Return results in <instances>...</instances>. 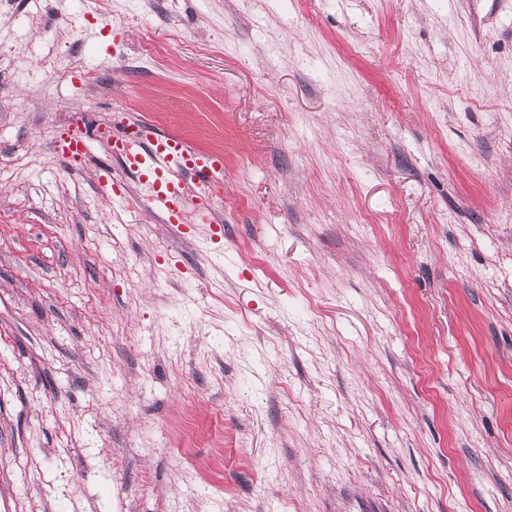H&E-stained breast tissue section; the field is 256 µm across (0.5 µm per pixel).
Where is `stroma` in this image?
<instances>
[{
	"instance_id": "1",
	"label": "stroma",
	"mask_w": 512,
	"mask_h": 512,
	"mask_svg": "<svg viewBox=\"0 0 512 512\" xmlns=\"http://www.w3.org/2000/svg\"><path fill=\"white\" fill-rule=\"evenodd\" d=\"M0 512H512V0H0ZM114 150L125 165L138 176L146 189L150 206L171 223L181 220L180 204L185 205V184L194 180L197 215L202 223L214 204L222 199L214 191L224 176L222 153L200 152L191 149L181 138L162 135L149 127L130 138H115ZM89 139L78 131L62 137L54 144V152L63 159L77 160L88 154Z\"/></svg>"
}]
</instances>
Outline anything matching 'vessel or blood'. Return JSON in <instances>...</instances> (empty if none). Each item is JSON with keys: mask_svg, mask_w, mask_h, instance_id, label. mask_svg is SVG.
<instances>
[{"mask_svg": "<svg viewBox=\"0 0 512 512\" xmlns=\"http://www.w3.org/2000/svg\"><path fill=\"white\" fill-rule=\"evenodd\" d=\"M114 150L137 175L150 206L165 219L180 222L185 184L190 181L196 189L197 215L207 220L219 199L214 188L224 176L223 154L193 150L181 138L148 127L133 137L117 139ZM54 151L61 158L76 160L87 155L89 140L75 131L56 141Z\"/></svg>", "mask_w": 512, "mask_h": 512, "instance_id": "b4317fda", "label": "vessel or blood"}]
</instances>
